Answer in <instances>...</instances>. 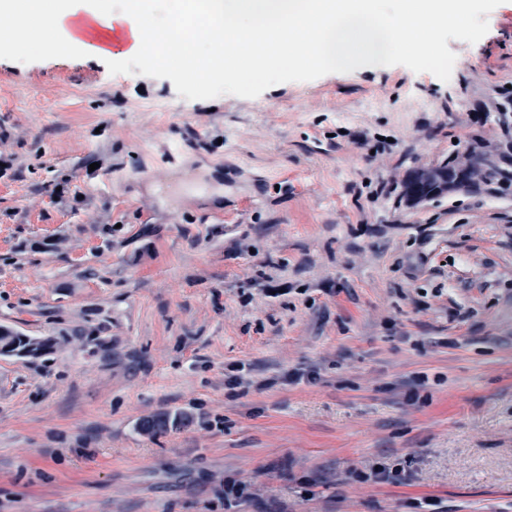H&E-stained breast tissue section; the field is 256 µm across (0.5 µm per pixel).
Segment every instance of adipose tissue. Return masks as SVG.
Listing matches in <instances>:
<instances>
[{"label": "adipose tissue", "mask_w": 512, "mask_h": 512, "mask_svg": "<svg viewBox=\"0 0 512 512\" xmlns=\"http://www.w3.org/2000/svg\"><path fill=\"white\" fill-rule=\"evenodd\" d=\"M381 0H172L173 14L158 24L151 0H0V15L18 17V26L0 32V44L38 46L29 26L41 23L52 36L89 53L108 56L113 44L123 55L165 56L171 43L207 47L212 63L191 79L231 81L248 88L271 69L342 62L355 53L382 56L420 24L444 26L469 15L472 0H406L389 14Z\"/></svg>", "instance_id": "1"}]
</instances>
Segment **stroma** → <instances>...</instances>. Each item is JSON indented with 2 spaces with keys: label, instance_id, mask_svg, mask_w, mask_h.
I'll return each mask as SVG.
<instances>
[{
  "label": "stroma",
  "instance_id": "obj_1",
  "mask_svg": "<svg viewBox=\"0 0 512 512\" xmlns=\"http://www.w3.org/2000/svg\"><path fill=\"white\" fill-rule=\"evenodd\" d=\"M432 38L246 91L0 47V326L50 343L0 355V512H512V182L404 196L512 157V0ZM468 162L462 164L458 161V154L448 155V160H444L435 168L419 176L421 180L442 181L446 185L456 182V189L465 188L472 184V178L477 171H480L484 179H491L499 173L496 163L475 151L469 149L467 152ZM454 190V191H455ZM350 473L352 479L362 482L402 484L409 480L403 469L383 464L373 465L367 471L354 469Z\"/></svg>",
  "mask_w": 512,
  "mask_h": 512
}]
</instances>
